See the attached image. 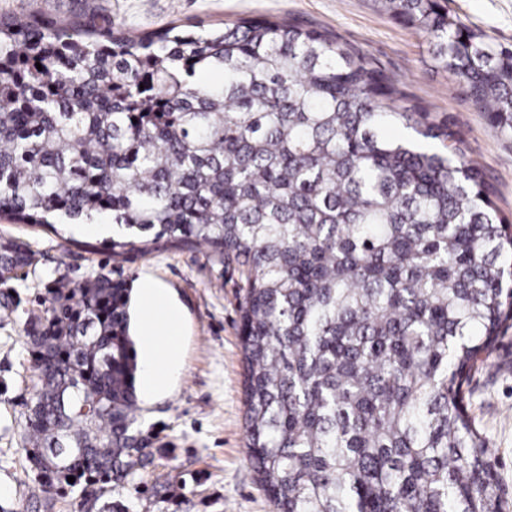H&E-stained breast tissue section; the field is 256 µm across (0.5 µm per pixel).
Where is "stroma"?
Wrapping results in <instances>:
<instances>
[{
	"mask_svg": "<svg viewBox=\"0 0 512 512\" xmlns=\"http://www.w3.org/2000/svg\"><path fill=\"white\" fill-rule=\"evenodd\" d=\"M449 14L499 48L512 49V0H447ZM0 15L28 20L107 17L113 28L148 33L175 22L191 30L241 18L292 19L328 32L364 54L399 90L403 112L447 125L479 165L499 215L512 224V132L475 106L440 68L421 33L383 11L376 0H0ZM32 252L0 295L21 303L0 309V512H34L23 491L27 462L19 442L36 378L26 345L29 313H42L45 286L59 276L81 280L103 270L127 284L150 273L182 306L181 368L169 390L140 402L138 425L161 451L133 484L102 496L94 512H274L247 457L244 367L239 334L240 273L205 248L158 245L149 252L112 254L111 238L18 224L0 216V242ZM468 411L486 437L497 489L512 498V322L493 353L478 364L466 388Z\"/></svg>",
	"mask_w": 512,
	"mask_h": 512,
	"instance_id": "1",
	"label": "stroma"
}]
</instances>
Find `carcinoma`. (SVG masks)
<instances>
[{
    "label": "carcinoma",
    "mask_w": 512,
    "mask_h": 512,
    "mask_svg": "<svg viewBox=\"0 0 512 512\" xmlns=\"http://www.w3.org/2000/svg\"><path fill=\"white\" fill-rule=\"evenodd\" d=\"M380 4L512 131V50L438 0ZM396 94L290 20L136 34L0 17V213L52 229L106 218L115 256L163 241L243 267L246 447L275 512H512L462 398L512 319V230L466 153L431 145L449 128L387 135L411 120ZM30 264L5 247L0 279ZM46 302L28 317L22 439L37 512L155 463L134 427L124 283L58 279Z\"/></svg>",
    "instance_id": "cac0c4a2"
}]
</instances>
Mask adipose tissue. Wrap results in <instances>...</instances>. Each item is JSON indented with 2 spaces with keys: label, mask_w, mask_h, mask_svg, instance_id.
I'll return each instance as SVG.
<instances>
[{
  "label": "adipose tissue",
  "mask_w": 512,
  "mask_h": 512,
  "mask_svg": "<svg viewBox=\"0 0 512 512\" xmlns=\"http://www.w3.org/2000/svg\"><path fill=\"white\" fill-rule=\"evenodd\" d=\"M133 302V327L139 338L138 390L149 399L166 391L179 369L176 337L182 331V308L164 283L151 274L137 281Z\"/></svg>",
  "instance_id": "obj_1"
}]
</instances>
